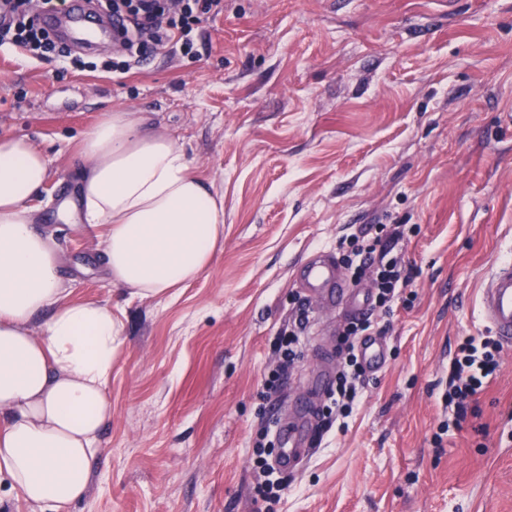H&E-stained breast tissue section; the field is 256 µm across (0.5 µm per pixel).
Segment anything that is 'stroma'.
Wrapping results in <instances>:
<instances>
[{
  "mask_svg": "<svg viewBox=\"0 0 512 512\" xmlns=\"http://www.w3.org/2000/svg\"><path fill=\"white\" fill-rule=\"evenodd\" d=\"M197 39L199 58L125 73L107 67L115 40L89 68L0 47V134L50 160L36 223L58 241L66 296L111 304L121 325L112 420L70 512H512V351L463 430L443 431L438 387L459 339L489 335L481 285L512 259V0H224ZM119 109L171 131L224 199L223 246L172 296L114 286L95 231L58 217L83 133ZM377 224L403 231L415 273L411 300L377 318L387 364L262 500L257 443L318 341L332 369L345 358L347 315L311 314L267 394L303 300L295 268Z\"/></svg>",
  "mask_w": 512,
  "mask_h": 512,
  "instance_id": "stroma-1",
  "label": "stroma"
}]
</instances>
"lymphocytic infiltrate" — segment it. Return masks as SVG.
<instances>
[{"label": "lymphocytic infiltrate", "mask_w": 512, "mask_h": 512, "mask_svg": "<svg viewBox=\"0 0 512 512\" xmlns=\"http://www.w3.org/2000/svg\"><path fill=\"white\" fill-rule=\"evenodd\" d=\"M11 13L8 25H0V45L9 43L43 59L57 53L56 39L37 22V12L51 0H4ZM99 9L121 22L117 34L126 58L122 70H130L145 57L146 50L180 52L197 58L199 51L195 32L209 16L224 10V0H97ZM399 231L375 237L367 246L352 245L344 258L353 267L354 278L370 277L377 290L374 307L389 313L398 289L408 287L412 271L393 252L392 242ZM372 319L351 323L345 330L347 358L336 376V387L330 395V408L337 417L348 418L360 397L364 368L356 343L371 333ZM501 346L490 336H467L457 345L448 366V381L442 394L445 409L452 413L451 425L460 428L472 412L476 395L495 374L499 366Z\"/></svg>", "instance_id": "1"}]
</instances>
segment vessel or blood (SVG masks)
Here are the masks:
<instances>
[{
	"instance_id": "b4317fda",
	"label": "vessel or blood",
	"mask_w": 512,
	"mask_h": 512,
	"mask_svg": "<svg viewBox=\"0 0 512 512\" xmlns=\"http://www.w3.org/2000/svg\"><path fill=\"white\" fill-rule=\"evenodd\" d=\"M40 20L69 45L91 47L111 38L114 33L111 21L94 14L86 0H69L68 8L61 12L41 11ZM296 284L315 311L344 310L350 316L362 317L371 310L369 299L351 288L340 263L330 252H319L301 263ZM481 316L500 344L512 349L511 261L496 265L488 276L482 290ZM359 355L364 367L376 372L386 362L387 347L379 338L367 336L359 346ZM293 407L298 414L297 420L278 428L281 444L278 464L282 467L294 464L296 450L303 446L310 421L315 416L312 395L299 397Z\"/></svg>"
}]
</instances>
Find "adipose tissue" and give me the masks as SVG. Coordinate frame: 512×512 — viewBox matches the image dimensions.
Wrapping results in <instances>:
<instances>
[{
    "mask_svg": "<svg viewBox=\"0 0 512 512\" xmlns=\"http://www.w3.org/2000/svg\"><path fill=\"white\" fill-rule=\"evenodd\" d=\"M80 153L78 202L60 213L99 232L110 281L155 297L197 279L224 242V201L173 135L141 113L108 112ZM48 179L44 151L0 135V477L32 512H67L89 490L112 419L121 328L108 304L63 298L57 241L36 230L32 206Z\"/></svg>",
    "mask_w": 512,
    "mask_h": 512,
    "instance_id": "obj_1",
    "label": "adipose tissue"
}]
</instances>
